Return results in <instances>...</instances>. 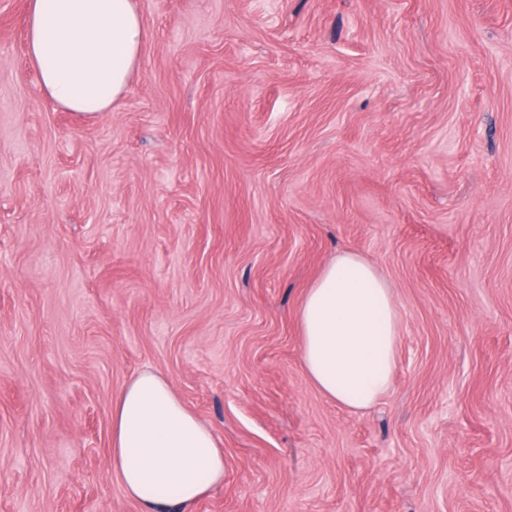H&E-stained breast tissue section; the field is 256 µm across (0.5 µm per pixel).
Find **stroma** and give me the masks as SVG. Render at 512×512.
Returning <instances> with one entry per match:
<instances>
[{"label": "stroma", "instance_id": "35a3bbf8", "mask_svg": "<svg viewBox=\"0 0 512 512\" xmlns=\"http://www.w3.org/2000/svg\"><path fill=\"white\" fill-rule=\"evenodd\" d=\"M141 67L67 112L0 0V512H143L112 398L163 373L224 480L160 512H512V0H138ZM401 315L389 392L308 382L336 254Z\"/></svg>", "mask_w": 512, "mask_h": 512}]
</instances>
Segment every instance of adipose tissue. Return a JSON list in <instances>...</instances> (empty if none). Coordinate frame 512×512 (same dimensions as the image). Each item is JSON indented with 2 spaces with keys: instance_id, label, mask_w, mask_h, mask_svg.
Masks as SVG:
<instances>
[{
  "instance_id": "obj_1",
  "label": "adipose tissue",
  "mask_w": 512,
  "mask_h": 512,
  "mask_svg": "<svg viewBox=\"0 0 512 512\" xmlns=\"http://www.w3.org/2000/svg\"><path fill=\"white\" fill-rule=\"evenodd\" d=\"M147 27L137 0H29L27 55L45 94L70 112L110 111L140 67ZM311 385L357 410L388 392L401 316L376 267L345 251L297 312ZM112 466L146 507L191 504L224 479V450L160 374H134L112 401Z\"/></svg>"
}]
</instances>
